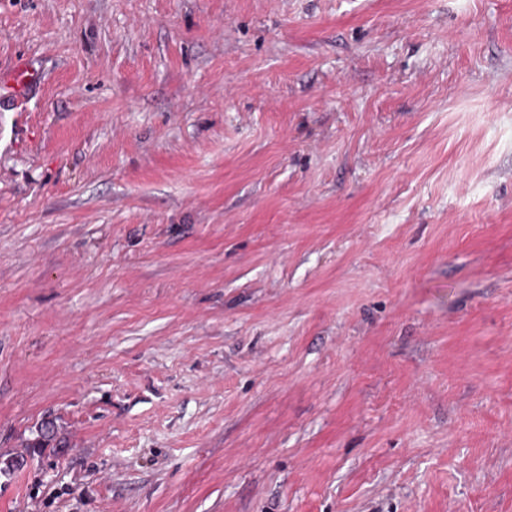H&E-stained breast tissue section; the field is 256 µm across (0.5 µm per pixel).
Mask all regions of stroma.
Here are the masks:
<instances>
[{
  "instance_id": "obj_1",
  "label": "stroma",
  "mask_w": 512,
  "mask_h": 512,
  "mask_svg": "<svg viewBox=\"0 0 512 512\" xmlns=\"http://www.w3.org/2000/svg\"><path fill=\"white\" fill-rule=\"evenodd\" d=\"M22 63L0 512H512V0H0Z\"/></svg>"
}]
</instances>
